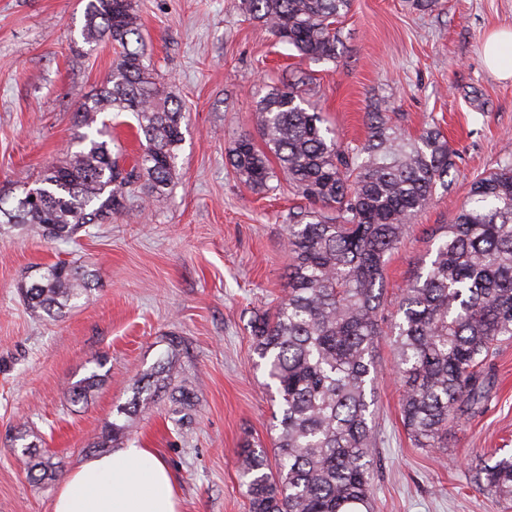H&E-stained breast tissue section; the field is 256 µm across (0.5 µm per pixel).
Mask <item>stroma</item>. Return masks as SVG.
I'll use <instances>...</instances> for the list:
<instances>
[{
	"label": "stroma",
	"instance_id": "35a3bbf8",
	"mask_svg": "<svg viewBox=\"0 0 512 512\" xmlns=\"http://www.w3.org/2000/svg\"><path fill=\"white\" fill-rule=\"evenodd\" d=\"M137 9L147 56L185 114L178 176L145 222L121 215L70 242L0 229V512H53L61 486L18 465L19 431L42 437L66 474L100 455L117 406L174 335L176 370L197 396L192 421L176 429L163 395L125 440L166 462L179 512H248L237 450L248 439L272 447L278 411L250 323L284 294L288 211L300 200L283 177L273 192H250L226 151L254 131L258 101L289 70L309 74L306 96L343 144H362L367 113L385 112L413 136L438 127L454 152L451 191H437L385 265L386 312L429 263L432 229L454 223L473 181L512 155V78L482 58L486 35L512 29V0H437L426 11L412 0H351L332 62L298 57L240 0H137ZM82 23L80 0H0V194L63 158L80 102L110 75L114 49L84 50ZM61 260L95 270L96 288L61 319L35 318L18 285ZM375 363L374 512H512L473 482L480 459L512 454V342L491 359L482 413L453 423L444 448L417 447L404 428L387 341ZM98 369L102 387L72 404L70 386Z\"/></svg>",
	"mask_w": 512,
	"mask_h": 512
}]
</instances>
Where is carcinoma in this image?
I'll return each mask as SVG.
<instances>
[{"label": "carcinoma", "mask_w": 512, "mask_h": 512, "mask_svg": "<svg viewBox=\"0 0 512 512\" xmlns=\"http://www.w3.org/2000/svg\"><path fill=\"white\" fill-rule=\"evenodd\" d=\"M248 19L313 61L336 58V22L351 0H242ZM83 42L118 49L107 82L76 112L78 127L64 158L34 181L37 201L18 185L5 224H31L41 235L73 241L85 227L110 224L127 210L132 189L147 199L177 179L184 133L181 106L163 95L146 63L135 0H85ZM306 76L293 72L257 103L252 134L229 144L233 172L257 194L275 190L281 171L308 205L288 213L293 264L285 293L271 314L251 322V335L279 397L274 428L275 465L268 449L246 443L238 451L249 512H372L376 447L374 349L382 325L383 270L418 213L438 189L448 191L453 152L434 128L411 138L382 112L366 115L368 139L343 147L322 113L303 107ZM105 112H130L145 149L131 167L112 154ZM279 169H274L272 162ZM440 239L426 273L403 288L389 345L402 386L403 424L422 448H445L448 427L483 410L484 369L499 344L512 339V157L473 182L454 223L432 231ZM94 284L76 261L36 270L19 285L30 313L64 317ZM167 358L132 384L117 409L126 418L171 388L181 342L171 338ZM104 376L93 373L69 389L86 403ZM107 423L100 447L126 435ZM18 460L38 481L57 476L52 457L36 442L21 445ZM475 480L488 495L512 501V455L482 465Z\"/></svg>", "instance_id": "obj_1"}]
</instances>
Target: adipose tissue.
Segmentation results:
<instances>
[{"label": "adipose tissue", "mask_w": 512, "mask_h": 512, "mask_svg": "<svg viewBox=\"0 0 512 512\" xmlns=\"http://www.w3.org/2000/svg\"><path fill=\"white\" fill-rule=\"evenodd\" d=\"M53 512H179L176 484L153 449L130 443L70 472Z\"/></svg>", "instance_id": "adipose-tissue-1"}]
</instances>
